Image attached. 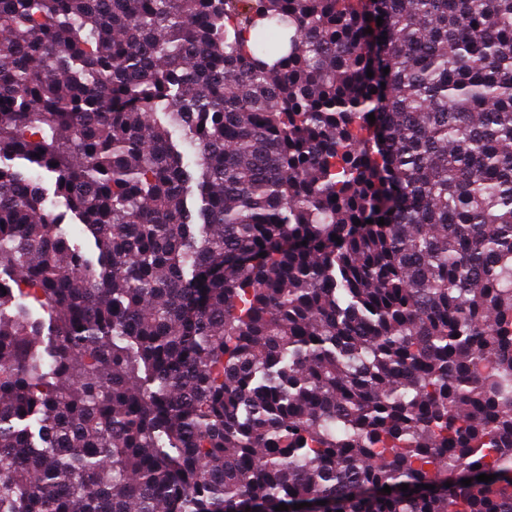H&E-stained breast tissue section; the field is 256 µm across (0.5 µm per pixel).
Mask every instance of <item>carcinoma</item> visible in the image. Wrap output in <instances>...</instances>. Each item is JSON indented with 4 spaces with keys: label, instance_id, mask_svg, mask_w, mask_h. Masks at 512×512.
Instances as JSON below:
<instances>
[{
    "label": "carcinoma",
    "instance_id": "1",
    "mask_svg": "<svg viewBox=\"0 0 512 512\" xmlns=\"http://www.w3.org/2000/svg\"><path fill=\"white\" fill-rule=\"evenodd\" d=\"M281 504L512 512V0H0V512Z\"/></svg>",
    "mask_w": 512,
    "mask_h": 512
}]
</instances>
